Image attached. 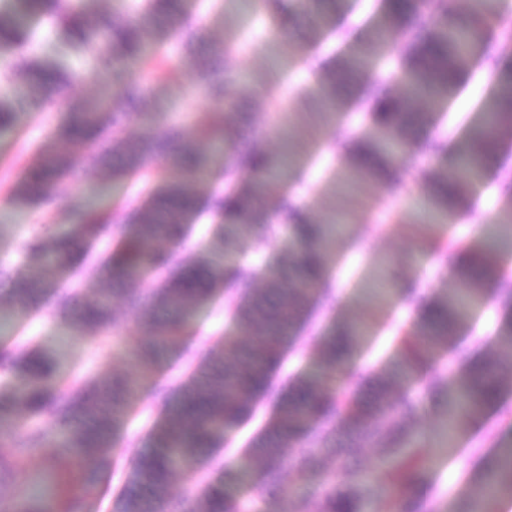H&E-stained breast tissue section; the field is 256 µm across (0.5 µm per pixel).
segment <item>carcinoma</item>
Wrapping results in <instances>:
<instances>
[{
    "label": "carcinoma",
    "mask_w": 512,
    "mask_h": 512,
    "mask_svg": "<svg viewBox=\"0 0 512 512\" xmlns=\"http://www.w3.org/2000/svg\"><path fill=\"white\" fill-rule=\"evenodd\" d=\"M16 2L21 8L0 9V55L21 58L10 79L26 87L27 97L19 101L0 94L1 131L15 126L24 105L46 107L55 94L82 80L81 72L31 52L44 17L94 68L114 70L150 57L170 81L179 68L175 56L194 53L199 40L187 21V0H116L110 15L97 9L103 0ZM344 4L297 0V11L311 16L316 36ZM506 7V0H384L371 30L346 47L309 101L314 112L357 108L366 113L368 129L337 144L348 160L346 182L355 187L365 180L404 186L408 171L392 145L411 139H423L448 170L429 180L407 223L425 247L445 259L457 287L423 300L411 298L401 286L389 291L414 306V325L425 342L403 337L378 370L366 373L357 360L369 335L365 320H338L313 337L321 366L341 378L337 388L326 386L315 372L276 385L288 353L299 349L319 309L336 304L328 264L333 226L281 193L283 186L302 182L305 169L250 140L252 103L230 75L234 45L226 42L218 53L198 57L203 90L214 108L193 137L149 109L144 87L130 86L117 99L99 94L72 101L9 187V201L37 208L57 198L62 184L88 172L140 187L135 198L108 212L84 210L82 222L68 232L35 231L22 247L19 267H0V279L12 283L8 295L0 294V321L16 312L37 313L51 301L76 335H104L118 328L114 303L120 300L146 331L128 350L121 372L72 380L59 376L58 353L38 342L1 345L0 430L25 419H49L58 430L52 466L63 471L82 466L78 486L85 493L96 487L99 467L120 448L133 400L149 385L159 401V419L147 449L131 459V477L114 512H275L272 503L287 469L318 512H367L363 469L353 465L367 447L390 461L384 480L395 495L392 512H439L438 505L427 508L411 494L426 484L432 463L418 448L425 402L441 410L439 443L453 448L464 426L501 405L512 391L494 353L465 346L462 336L487 289L494 288L502 304L512 308V283L490 260L512 251V211L465 247L436 236L440 226L469 213L488 159L497 154L503 130L512 129V66L506 65L507 56L491 55V22ZM397 29L408 31L399 46L389 39ZM490 61L497 80L483 116L450 152L445 141L428 137L434 113L419 105L448 101L473 67ZM130 110L139 120L134 135L125 133ZM200 141L213 153L202 151ZM243 170L251 173L244 183L238 181ZM215 176L224 187L202 199L200 190ZM203 207L222 219L208 243L191 257L164 248L186 240ZM281 222L298 252L270 255L259 266L228 259L239 238L264 246ZM103 237L113 247L97 255ZM88 279L98 288L85 300ZM220 296L235 335L217 339L205 352L194 351L193 315ZM173 359L183 362L186 372L170 388L160 372ZM262 400L270 403L268 420L243 449L260 468L257 496L236 497L231 486L239 472L224 463V447ZM46 444L42 427H25L21 447L35 452ZM199 461L209 462L210 469L197 475L195 490L173 497V477ZM485 468L489 475L479 480L481 495L488 500L512 495V446L500 445L485 456ZM16 512H78V501L65 484L39 506Z\"/></svg>",
    "instance_id": "cac0c4a2"
}]
</instances>
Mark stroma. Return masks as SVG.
<instances>
[{"label": "stroma", "instance_id": "stroma-1", "mask_svg": "<svg viewBox=\"0 0 512 512\" xmlns=\"http://www.w3.org/2000/svg\"><path fill=\"white\" fill-rule=\"evenodd\" d=\"M188 11L189 22L198 30L205 49L220 47L227 40L234 42V68L243 78L245 92L254 101L251 131L256 134L258 144L276 154L284 145H293L296 159L309 162L304 184L293 186L292 194L306 203L315 219L346 212L348 227L363 236V249H351L347 240L340 238L332 250L330 266L343 294L335 314L364 318L372 323L373 333L364 341L358 361L366 368L377 365L389 354L398 331L411 330L412 315L404 306H381L368 297L367 287L375 273L389 274L397 280L412 276L422 284L428 297L448 292L455 286L454 279L441 272V257L421 253L410 225L399 220L400 215L411 211L415 194L425 193L428 178L439 173L436 159L425 149H407L401 163L410 174L411 187L404 191H392L375 182L364 183L354 197L335 189L330 179L337 169L345 166L346 160L336 156L329 145L344 140L360 118L353 114L339 122L320 117L298 95L299 87L315 88V69L335 65V36H326L318 45H311L309 22L306 17L298 16L289 34L272 38L255 0L246 5L241 0H190ZM197 81V59L188 55L182 58L177 81L170 86L157 81L148 68L140 65L128 66L115 75L105 73L86 78L57 96L43 111H21L15 127L0 132V169L15 162L21 146L42 140L66 110L70 98L76 96L119 95L126 87L141 83L154 89L151 98L154 110L165 111L169 101H176L181 120L186 126H193L210 109L209 100L196 87ZM270 81L277 84L271 96L263 88ZM494 83V77L484 76L482 71L470 72L461 93L449 105L441 131L461 136L466 125L478 119V107ZM77 192V187L64 186L56 201L31 212L12 205L5 188L0 186V261L17 260L35 224H47L53 231L62 233L77 223V212L69 202L70 196ZM511 206L512 192L507 191L502 174L491 175L475 188L469 219L455 224L453 231L456 237L471 240L486 223L495 221ZM507 319L502 305L496 299H487L475 310L474 326L467 336L476 346L495 351L505 378L512 379V348L500 346L496 341V331ZM143 332L138 320L125 315L117 333L100 339L78 336L49 305L37 315L20 316L17 330L18 336L36 337L45 348L61 352L63 371L72 378L121 368L126 349ZM135 411V417L125 429L123 447L114 463L103 470L95 493L85 498L84 512H111L112 500L127 478L128 461L146 445V431L156 418L150 388L139 392ZM439 424L436 412L425 410L421 437L435 457L429 480L432 494L445 512H456L468 477L479 476L483 471L481 456L471 451L472 442L484 438L492 429L499 441L512 443V394L507 396L503 408L470 425L458 438L454 453L446 454L436 448ZM49 455L46 449L21 455L20 470L8 486L0 485V496L18 500L28 497L33 480L49 475Z\"/></svg>", "mask_w": 512, "mask_h": 512}]
</instances>
